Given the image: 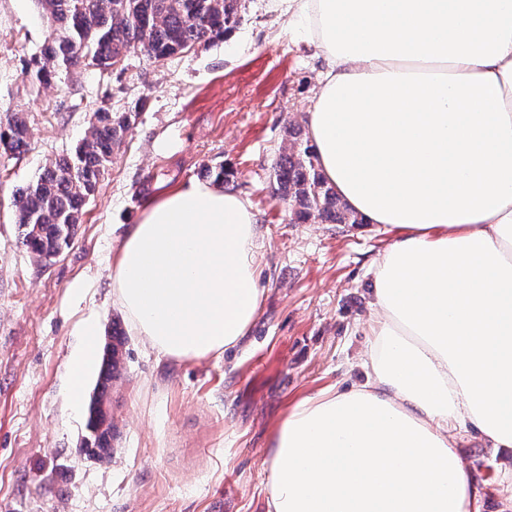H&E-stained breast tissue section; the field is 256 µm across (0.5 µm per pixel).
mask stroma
I'll list each match as a JSON object with an SVG mask.
<instances>
[{
	"label": "stroma",
	"mask_w": 512,
	"mask_h": 512,
	"mask_svg": "<svg viewBox=\"0 0 512 512\" xmlns=\"http://www.w3.org/2000/svg\"><path fill=\"white\" fill-rule=\"evenodd\" d=\"M247 0L242 23L164 60L127 53L114 69L81 64L50 83V26L37 0H0V120L22 116L27 151L0 157V512H265L262 460L287 407L334 386L363 383L371 263L390 235L374 224H292L269 175L303 120L318 63L297 29ZM145 100L83 208L62 254L37 261L17 232L13 197L46 164L74 152L99 108ZM224 167L261 218L264 298L248 336L222 357L171 363L133 334L112 383V455L85 454L87 399L73 403L69 365L85 325L124 323L109 275L117 227L144 204ZM480 512H506L512 448L473 428L456 438Z\"/></svg>",
	"instance_id": "stroma-1"
}]
</instances>
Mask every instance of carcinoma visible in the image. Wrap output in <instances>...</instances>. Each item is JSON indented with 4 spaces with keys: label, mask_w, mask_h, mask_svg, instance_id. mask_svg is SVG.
Masks as SVG:
<instances>
[{
    "label": "carcinoma",
    "mask_w": 512,
    "mask_h": 512,
    "mask_svg": "<svg viewBox=\"0 0 512 512\" xmlns=\"http://www.w3.org/2000/svg\"><path fill=\"white\" fill-rule=\"evenodd\" d=\"M53 22L43 60L30 76L42 83L56 66L72 67L82 57L101 67L140 49L156 59L180 53L194 44L224 38L244 18L246 0H38ZM135 112L94 114L85 137L72 155L46 166L38 182L14 196L22 243L38 260H50L72 242L83 206L98 191L136 119ZM288 147L272 164L273 197L292 224H361L363 218L343 203L323 178L307 144L304 126L288 122ZM29 145L25 122L17 117L0 123V156L17 158ZM124 332L114 327L104 348L103 367L86 419L82 448L101 458L112 456V417L104 408L118 373Z\"/></svg>",
    "instance_id": "carcinoma-1"
}]
</instances>
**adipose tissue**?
<instances>
[{
  "label": "adipose tissue",
  "instance_id": "adipose-tissue-1",
  "mask_svg": "<svg viewBox=\"0 0 512 512\" xmlns=\"http://www.w3.org/2000/svg\"><path fill=\"white\" fill-rule=\"evenodd\" d=\"M319 60L323 177L393 236L372 264L366 383L305 396L263 461L266 512H480L454 447L512 448V0H271ZM260 217L192 180L123 225L112 300L161 358L224 355L264 290Z\"/></svg>",
  "mask_w": 512,
  "mask_h": 512
}]
</instances>
